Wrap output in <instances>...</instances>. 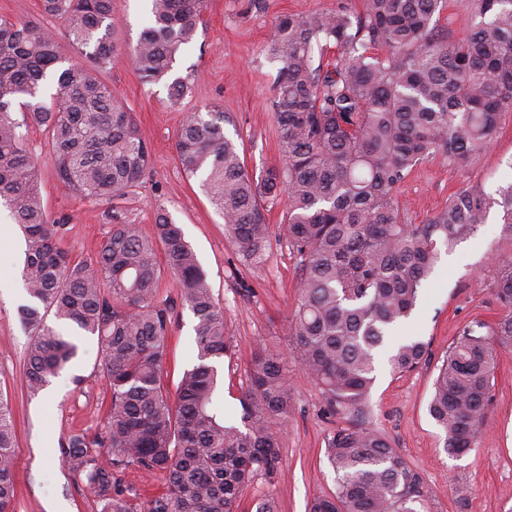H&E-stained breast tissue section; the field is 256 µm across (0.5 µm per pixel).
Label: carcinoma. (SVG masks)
Wrapping results in <instances>:
<instances>
[{
    "label": "carcinoma",
    "mask_w": 512,
    "mask_h": 512,
    "mask_svg": "<svg viewBox=\"0 0 512 512\" xmlns=\"http://www.w3.org/2000/svg\"><path fill=\"white\" fill-rule=\"evenodd\" d=\"M360 3L355 13L284 15L274 27L267 54L279 64L272 101L279 164L249 173L224 134L222 112L187 115L176 153L251 265L264 262L270 241L263 201L286 194L283 229L301 262L286 332L329 414L347 420L326 444L336 492L314 499L309 512H424L420 473L364 418L375 361L383 351L401 374L424 360V341L391 346L389 333L413 313L441 254L474 236L492 208L512 245V180L493 195L478 184L458 192L425 224L406 222L396 190L432 155L457 166L491 147L502 114L512 112V0H474L479 22L451 44L434 31L443 0ZM115 7V0H42L85 65L66 63L38 26L0 20V206L26 247L25 384L38 394L78 354L46 324L48 314L96 337L111 392L107 424L91 438L70 436L63 459L100 512H240L256 478L283 475L278 431L292 402L284 360L254 354L239 422L227 420L216 402V362L230 348L224 308L180 225L160 207L152 233L114 224L95 255L72 259L58 246L39 159L14 118L20 112L48 129L57 174L78 198L110 202L139 185L150 167L147 138L103 74L125 54L143 82L169 76L203 23L205 0H151L152 27L127 54L117 43ZM51 82L57 93L48 103ZM495 265L503 315L487 329L466 325L433 383L428 412L450 455L475 447L499 351L512 347V253L496 255ZM163 266L195 318L197 363L173 397L163 355L174 303L156 293ZM15 446L13 414L0 397V512H14ZM132 467L163 476L164 489L125 498L123 475Z\"/></svg>",
    "instance_id": "carcinoma-1"
}]
</instances>
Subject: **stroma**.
Listing matches in <instances>:
<instances>
[{
    "mask_svg": "<svg viewBox=\"0 0 512 512\" xmlns=\"http://www.w3.org/2000/svg\"><path fill=\"white\" fill-rule=\"evenodd\" d=\"M117 36L132 48L151 23L150 0H115ZM360 0H206L203 25L177 56L173 73L192 88L171 101L166 81L141 80L128 58L118 59L105 75L116 100L136 115L149 141L151 165L133 195L112 202L77 198L59 180L42 128L28 126L29 149L39 158L38 180L50 219L62 223L59 243L73 257L92 256L112 226L106 215L142 232L152 230L157 204H164L206 271L216 301L224 309L230 353L221 369L224 387L219 401L227 416L239 418V398L249 384L256 351L289 355L291 339L284 329L293 309L299 258L282 229L284 199L269 202L271 226L266 260L253 266L242 261L224 221L188 178L176 158V137L188 113L212 107L225 114L224 132L237 145L250 172L280 161L278 125L271 100L277 66L266 45L280 16H307L343 7L357 10ZM477 18L472 0H447L438 22L440 36L464 38ZM512 171V112L503 113L492 147L465 166H449L441 156L419 164L396 197L408 223L421 224L444 209L449 198L475 184L494 191ZM500 214L491 210L479 233L460 243L441 260L422 289L413 315L397 326L392 341L416 337L429 355L412 372L396 375L380 367L371 393L370 421L385 434L424 480L427 512H512V348L503 350L495 372L493 402L475 448L460 456L443 448V432L427 414L438 367L448 346L465 324L479 319L494 323L503 313L496 299L491 257L500 246ZM25 244L19 227L0 207V395L9 399L16 434L15 512H98L84 478L68 471L62 450L71 434L101 432L110 403L109 384L95 367L94 337L81 339L78 359L39 395L24 380L30 341L18 309L29 297L21 277ZM195 319L176 306L169 328L164 365L168 388H175L184 369L195 361ZM292 406L280 430L284 479H258L244 493L243 512L273 495L279 512H308L311 501L336 490V477L325 454V441L338 420L331 417L320 388L297 362H290Z\"/></svg>",
    "mask_w": 512,
    "mask_h": 512,
    "instance_id": "stroma-1",
    "label": "stroma"
}]
</instances>
